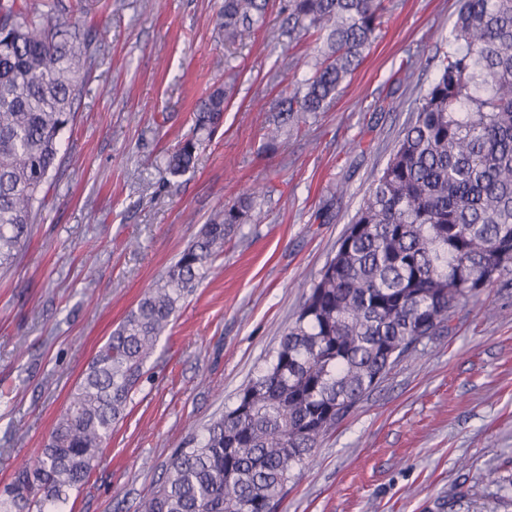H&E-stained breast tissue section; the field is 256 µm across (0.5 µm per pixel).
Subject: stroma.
I'll return each instance as SVG.
<instances>
[{"instance_id":"obj_1","label":"stroma","mask_w":512,"mask_h":512,"mask_svg":"<svg viewBox=\"0 0 512 512\" xmlns=\"http://www.w3.org/2000/svg\"><path fill=\"white\" fill-rule=\"evenodd\" d=\"M104 49L60 137L44 220L0 270V487L43 448L92 357L228 202L255 200L217 272L181 305L73 512H137L174 448L234 407L334 256L448 50L459 0H385L326 111L265 137L280 92L312 73L284 0L228 47L223 0H109ZM229 91L224 125L180 176L169 150L199 98ZM449 335L397 362L314 450L278 512H512V280L459 309Z\"/></svg>"}]
</instances>
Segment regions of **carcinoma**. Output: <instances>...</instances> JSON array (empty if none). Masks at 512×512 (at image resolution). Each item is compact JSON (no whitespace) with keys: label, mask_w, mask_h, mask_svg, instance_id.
Here are the masks:
<instances>
[{"label":"carcinoma","mask_w":512,"mask_h":512,"mask_svg":"<svg viewBox=\"0 0 512 512\" xmlns=\"http://www.w3.org/2000/svg\"><path fill=\"white\" fill-rule=\"evenodd\" d=\"M270 0H224V44L259 28ZM97 0H0V267L42 218L61 132L82 70L102 41L76 14ZM289 32L319 34L313 75L278 101L283 128L323 112L374 40L382 0H286ZM227 91L200 98L168 158L187 172L222 125ZM258 187L224 206L139 299L69 396L37 457L0 488V512H62L146 380L181 302L253 208ZM512 274V0H461L448 54L367 189L272 360L236 405L172 454L139 512H277L318 442L401 358L449 330L454 310Z\"/></svg>","instance_id":"1"}]
</instances>
